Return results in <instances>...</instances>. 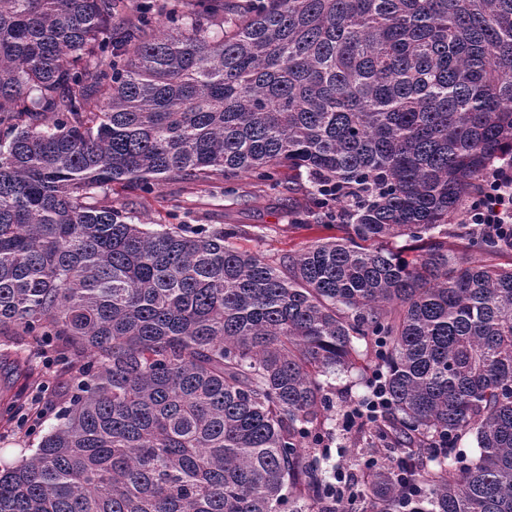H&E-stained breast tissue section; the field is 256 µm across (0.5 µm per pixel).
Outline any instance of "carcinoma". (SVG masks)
Segmentation results:
<instances>
[{"mask_svg":"<svg viewBox=\"0 0 512 512\" xmlns=\"http://www.w3.org/2000/svg\"><path fill=\"white\" fill-rule=\"evenodd\" d=\"M118 8L0 0V369L64 375L0 512H512V265L483 260L512 224H460L512 159V0H266L220 32L224 0ZM283 169L340 234L277 264L108 200ZM336 372L390 399L340 481Z\"/></svg>","mask_w":512,"mask_h":512,"instance_id":"obj_1","label":"carcinoma"}]
</instances>
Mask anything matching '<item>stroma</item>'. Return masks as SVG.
I'll list each match as a JSON object with an SVG mask.
<instances>
[{
  "mask_svg": "<svg viewBox=\"0 0 512 512\" xmlns=\"http://www.w3.org/2000/svg\"><path fill=\"white\" fill-rule=\"evenodd\" d=\"M309 188L303 173L292 177L289 188L276 191L249 177L240 178L232 193L225 192L223 183L216 181L195 184L170 180L150 194L122 191L118 200L148 224L184 220L233 228L238 246L277 261L331 234L330 228L319 225L315 215L303 219L295 212L296 203L304 200Z\"/></svg>",
  "mask_w": 512,
  "mask_h": 512,
  "instance_id": "35a3bbf8",
  "label": "stroma"
}]
</instances>
